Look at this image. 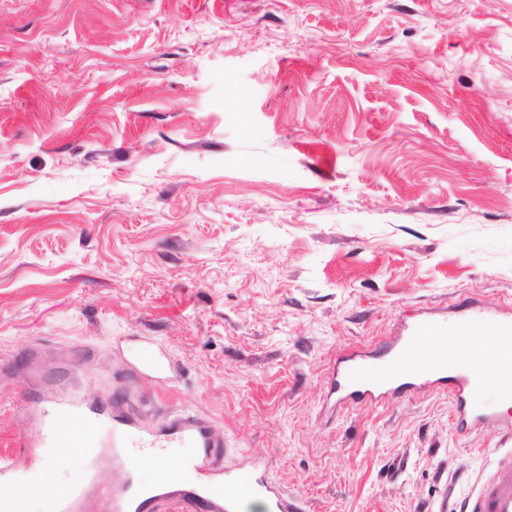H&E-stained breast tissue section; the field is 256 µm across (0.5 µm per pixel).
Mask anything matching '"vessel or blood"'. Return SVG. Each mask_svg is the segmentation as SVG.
Masks as SVG:
<instances>
[{
	"label": "vessel or blood",
	"mask_w": 512,
	"mask_h": 512,
	"mask_svg": "<svg viewBox=\"0 0 512 512\" xmlns=\"http://www.w3.org/2000/svg\"><path fill=\"white\" fill-rule=\"evenodd\" d=\"M456 320L421 312L401 336L382 349L380 363L352 350L339 360L330 390L336 404L379 403L409 391L447 387L457 427L468 432L500 423L512 434V312L486 310L475 300L455 305ZM132 371L164 398L174 377L155 345H139ZM33 425L0 453V512H23L52 477L58 449L89 448L77 478L49 502V512H85L90 498L110 512H241L243 502L261 498L267 512H297L281 486L261 466L223 464L224 441L208 423L189 412L165 414L156 423L126 409L111 396L90 403L76 393H48ZM192 456L169 467L172 449ZM113 469L109 484L99 467ZM156 473L143 482L145 469ZM458 512H512V451L499 453L490 472L466 496Z\"/></svg>",
	"instance_id": "1"
}]
</instances>
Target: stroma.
<instances>
[{
  "label": "stroma",
  "instance_id": "obj_1",
  "mask_svg": "<svg viewBox=\"0 0 512 512\" xmlns=\"http://www.w3.org/2000/svg\"><path fill=\"white\" fill-rule=\"evenodd\" d=\"M465 298L512 307V0H0V452L138 339L148 420L299 512H453L512 438L444 389L324 402ZM131 370L142 380L149 382L157 399L166 396L171 389L174 376L165 363L163 353L153 344L139 345L134 354Z\"/></svg>",
  "mask_w": 512,
  "mask_h": 512
}]
</instances>
